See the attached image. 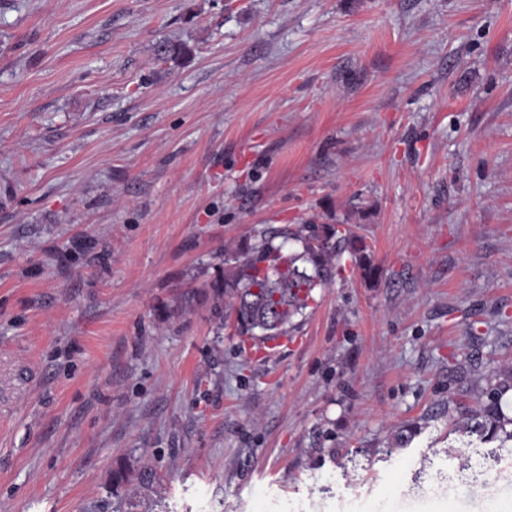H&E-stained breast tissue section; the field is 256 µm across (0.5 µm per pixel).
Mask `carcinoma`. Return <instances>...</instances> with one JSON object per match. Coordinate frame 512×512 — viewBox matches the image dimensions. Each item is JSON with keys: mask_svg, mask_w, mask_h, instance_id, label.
<instances>
[{"mask_svg": "<svg viewBox=\"0 0 512 512\" xmlns=\"http://www.w3.org/2000/svg\"><path fill=\"white\" fill-rule=\"evenodd\" d=\"M186 53L187 48L177 42L159 47V54L171 61ZM345 253L365 281L376 279L371 243L348 228L309 223L263 230L224 248V275L210 284L211 293L224 302V318L233 319L238 335L266 343L287 334L294 318L314 300L313 291L342 274L339 260ZM510 390L512 372L491 375L486 397H477L472 410V429L485 440H500L502 449L512 443V417L501 407L503 395ZM159 483L157 473L148 467L112 472L106 486L112 495V512H155L148 497Z\"/></svg>", "mask_w": 512, "mask_h": 512, "instance_id": "1", "label": "carcinoma"}]
</instances>
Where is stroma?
<instances>
[{
    "mask_svg": "<svg viewBox=\"0 0 512 512\" xmlns=\"http://www.w3.org/2000/svg\"><path fill=\"white\" fill-rule=\"evenodd\" d=\"M309 222L377 279L260 352L224 247ZM504 366L512 0H0V512H512L456 428ZM160 478L151 468L138 470L120 468L112 472L110 483L106 486L112 495L113 512H167L155 511L148 505L149 493L157 491ZM147 501V502H146Z\"/></svg>",
    "mask_w": 512,
    "mask_h": 512,
    "instance_id": "35a3bbf8",
    "label": "stroma"
}]
</instances>
